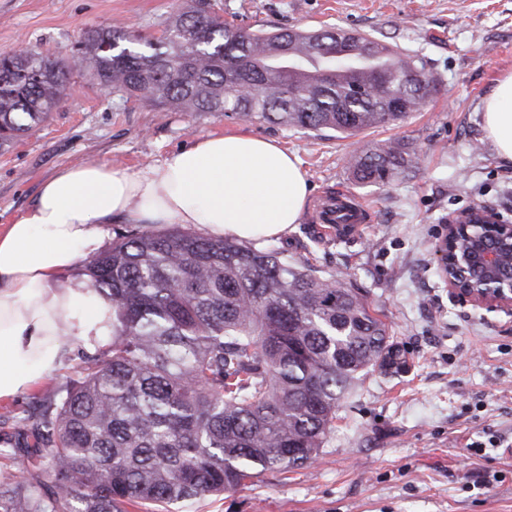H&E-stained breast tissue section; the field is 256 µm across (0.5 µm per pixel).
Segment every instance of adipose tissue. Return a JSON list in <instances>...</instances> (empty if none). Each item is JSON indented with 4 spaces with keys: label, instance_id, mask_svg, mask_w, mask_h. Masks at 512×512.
Listing matches in <instances>:
<instances>
[{
    "label": "adipose tissue",
    "instance_id": "adipose-tissue-1",
    "mask_svg": "<svg viewBox=\"0 0 512 512\" xmlns=\"http://www.w3.org/2000/svg\"><path fill=\"white\" fill-rule=\"evenodd\" d=\"M498 157L512 161V73L483 100ZM310 196L295 155L246 134L201 135L159 164L132 171L89 163L59 170L33 206L0 227V399L57 371L68 341L93 349L112 334V307L82 280L58 279L100 247L104 228L200 225L209 236L278 237Z\"/></svg>",
    "mask_w": 512,
    "mask_h": 512
}]
</instances>
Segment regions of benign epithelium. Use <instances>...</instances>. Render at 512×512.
<instances>
[{
  "instance_id": "1",
  "label": "benign epithelium",
  "mask_w": 512,
  "mask_h": 512,
  "mask_svg": "<svg viewBox=\"0 0 512 512\" xmlns=\"http://www.w3.org/2000/svg\"><path fill=\"white\" fill-rule=\"evenodd\" d=\"M467 238L468 247L459 258L475 277L484 284L482 288H465L452 278L444 279L449 296L470 303L490 312L512 316V265L505 266L500 252L489 241L512 245V224L496 220L494 223L471 224L460 216L443 225L435 255L438 267L443 269L457 262L453 245Z\"/></svg>"
}]
</instances>
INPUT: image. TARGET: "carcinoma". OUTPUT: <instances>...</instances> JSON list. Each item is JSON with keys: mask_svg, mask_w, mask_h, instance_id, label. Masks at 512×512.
Here are the masks:
<instances>
[{"mask_svg": "<svg viewBox=\"0 0 512 512\" xmlns=\"http://www.w3.org/2000/svg\"><path fill=\"white\" fill-rule=\"evenodd\" d=\"M187 0L160 37L90 28L76 66L51 49L0 52V148L59 105L71 70L193 118L222 112L346 136L424 109L416 54L342 29L254 31ZM355 48L345 63L336 53ZM395 97L402 111L389 112ZM363 183L412 168L386 140L353 156ZM112 305V338L0 448V512H128L222 495L316 461L347 395L401 360L386 324L340 278L271 246L173 227L122 236L84 262Z\"/></svg>", "mask_w": 512, "mask_h": 512, "instance_id": "carcinoma-1", "label": "carcinoma"}]
</instances>
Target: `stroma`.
I'll return each instance as SVG.
<instances>
[{
    "label": "stroma",
    "mask_w": 512,
    "mask_h": 512,
    "mask_svg": "<svg viewBox=\"0 0 512 512\" xmlns=\"http://www.w3.org/2000/svg\"><path fill=\"white\" fill-rule=\"evenodd\" d=\"M183 0H0V51L71 47L94 27L125 26L152 39ZM252 29L335 28L371 35L427 63L434 90L405 121L343 138L211 112L187 118L104 90L72 72L60 106L35 131L0 149V225L35 201L59 169L112 163L138 171L202 134L276 140L311 187L300 224L268 243L364 294L401 351L403 369L365 375L337 413L317 461L267 472L237 490L171 512H512V317L451 302L434 246L448 217L482 204L512 220V164L500 160L481 104L512 72V0H210ZM392 139L413 160L386 185L353 176L357 150ZM364 203L356 233L317 224L338 189ZM79 344L55 373L4 400L36 416L61 396L81 363ZM483 456L470 455V447Z\"/></svg>",
    "instance_id": "stroma-1"
}]
</instances>
